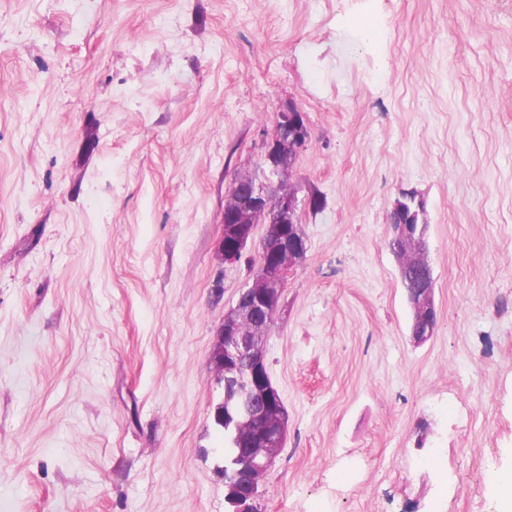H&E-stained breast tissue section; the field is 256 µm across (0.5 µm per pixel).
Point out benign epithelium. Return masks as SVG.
<instances>
[{
	"instance_id": "7a95c632",
	"label": "benign epithelium",
	"mask_w": 512,
	"mask_h": 512,
	"mask_svg": "<svg viewBox=\"0 0 512 512\" xmlns=\"http://www.w3.org/2000/svg\"><path fill=\"white\" fill-rule=\"evenodd\" d=\"M309 136L304 114L296 107L278 113L274 131L263 136L260 172L236 176L224 203V235L219 253L224 269L241 262L244 250L254 239L255 227L265 225L256 254L252 284L239 295L235 307L215 330L212 363L223 384V397L212 405V421L224 424V408L233 397L245 423L256 427L261 439L246 449V465L237 481L228 485L227 497L234 512H257L258 482L270 469L286 436L283 399L273 400L279 390L273 385L264 346L288 283L303 260L307 246L300 219L297 192L287 182L288 171ZM410 209L417 223L391 224L393 235L406 242L398 250L399 263L415 266L420 275L408 288L413 310L411 336L422 343L432 336L428 326L436 320L432 269L423 248L424 206L413 192H405L393 209Z\"/></svg>"
}]
</instances>
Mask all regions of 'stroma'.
<instances>
[{
	"mask_svg": "<svg viewBox=\"0 0 512 512\" xmlns=\"http://www.w3.org/2000/svg\"><path fill=\"white\" fill-rule=\"evenodd\" d=\"M296 105L303 261L265 344L261 512H500L512 468V0H0V512H230L233 178ZM425 207L437 326L388 248ZM489 484L497 494L501 512L512 511V469L502 468L494 471L489 478Z\"/></svg>",
	"mask_w": 512,
	"mask_h": 512,
	"instance_id": "stroma-1",
	"label": "stroma"
}]
</instances>
